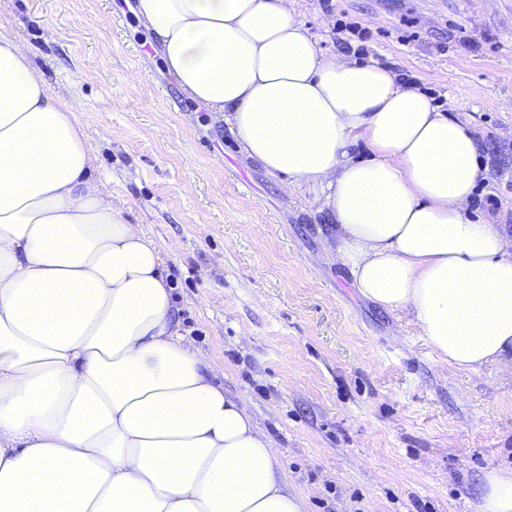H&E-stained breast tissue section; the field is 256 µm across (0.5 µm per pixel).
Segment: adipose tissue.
<instances>
[{
	"instance_id": "ef3b65f1",
	"label": "adipose tissue",
	"mask_w": 512,
	"mask_h": 512,
	"mask_svg": "<svg viewBox=\"0 0 512 512\" xmlns=\"http://www.w3.org/2000/svg\"><path fill=\"white\" fill-rule=\"evenodd\" d=\"M137 10L211 123L329 213L363 297L407 310L452 371L512 364V233L471 215L466 126L393 69L324 55L288 0ZM97 169L27 46L0 37V512H306Z\"/></svg>"
}]
</instances>
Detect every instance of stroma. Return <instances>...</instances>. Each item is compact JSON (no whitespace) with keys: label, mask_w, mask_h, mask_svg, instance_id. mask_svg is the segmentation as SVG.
I'll use <instances>...</instances> for the list:
<instances>
[{"label":"stroma","mask_w":512,"mask_h":512,"mask_svg":"<svg viewBox=\"0 0 512 512\" xmlns=\"http://www.w3.org/2000/svg\"><path fill=\"white\" fill-rule=\"evenodd\" d=\"M136 4L0 0V35L29 48L82 121L105 192L165 255L187 340L246 401L309 512H476L486 476L512 467V372L451 371L406 311L362 297L327 214L178 88ZM295 8L328 55L338 20L360 22L350 55L466 123L487 165L471 211L512 232V0Z\"/></svg>","instance_id":"obj_1"}]
</instances>
